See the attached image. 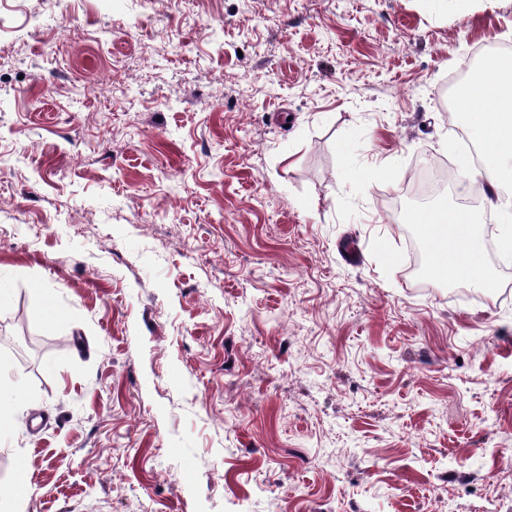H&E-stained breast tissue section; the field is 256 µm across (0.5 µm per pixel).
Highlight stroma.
<instances>
[{
  "instance_id": "35a3bbf8",
  "label": "stroma",
  "mask_w": 512,
  "mask_h": 512,
  "mask_svg": "<svg viewBox=\"0 0 512 512\" xmlns=\"http://www.w3.org/2000/svg\"><path fill=\"white\" fill-rule=\"evenodd\" d=\"M506 44L512 0H0V512H512V254L420 279L392 207L479 185Z\"/></svg>"
}]
</instances>
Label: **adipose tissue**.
<instances>
[{
	"label": "adipose tissue",
	"instance_id": "obj_1",
	"mask_svg": "<svg viewBox=\"0 0 512 512\" xmlns=\"http://www.w3.org/2000/svg\"><path fill=\"white\" fill-rule=\"evenodd\" d=\"M478 103L486 106V113L475 112ZM457 105L481 150L477 173L488 188L484 204L500 207L504 194L512 191V61L498 56L483 59L474 79L459 93ZM422 224L445 274L468 283L486 282L478 251L482 236L469 212L461 210L447 219L432 211Z\"/></svg>",
	"mask_w": 512,
	"mask_h": 512
}]
</instances>
